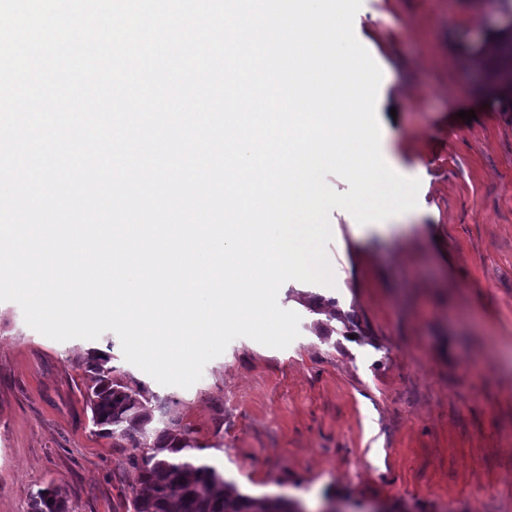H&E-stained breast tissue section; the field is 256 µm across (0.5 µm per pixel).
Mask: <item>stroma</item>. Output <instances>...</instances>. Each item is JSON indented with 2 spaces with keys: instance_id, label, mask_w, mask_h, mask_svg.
I'll use <instances>...</instances> for the list:
<instances>
[{
  "instance_id": "35a3bbf8",
  "label": "stroma",
  "mask_w": 512,
  "mask_h": 512,
  "mask_svg": "<svg viewBox=\"0 0 512 512\" xmlns=\"http://www.w3.org/2000/svg\"><path fill=\"white\" fill-rule=\"evenodd\" d=\"M510 22L512 0H362L381 154L419 180L418 204L402 223L331 210L335 284L281 286L301 317L287 348L239 337L191 387L164 386L115 333L55 341L0 302V512H29L52 483L72 512H128L133 451L98 435L84 398L93 351L241 493L307 512L329 497L340 512H512V106L479 61Z\"/></svg>"
}]
</instances>
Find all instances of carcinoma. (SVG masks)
<instances>
[{
  "instance_id": "cac0c4a2",
  "label": "carcinoma",
  "mask_w": 512,
  "mask_h": 512,
  "mask_svg": "<svg viewBox=\"0 0 512 512\" xmlns=\"http://www.w3.org/2000/svg\"><path fill=\"white\" fill-rule=\"evenodd\" d=\"M110 358L94 352L86 369L90 384L86 404L98 433L112 439L114 448H143L131 457L135 493L133 512H296V502L255 498L240 493L219 468L199 454L194 431L178 421L155 422L153 405L138 386L115 376ZM70 512L60 488L39 489L31 512Z\"/></svg>"
}]
</instances>
